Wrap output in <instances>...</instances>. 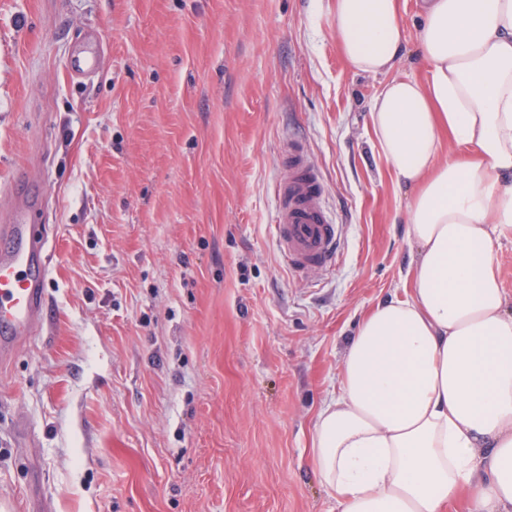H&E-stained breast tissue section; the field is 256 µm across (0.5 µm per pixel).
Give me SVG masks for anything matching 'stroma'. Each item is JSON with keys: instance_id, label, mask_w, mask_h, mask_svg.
I'll return each mask as SVG.
<instances>
[{"instance_id": "35a3bbf8", "label": "stroma", "mask_w": 512, "mask_h": 512, "mask_svg": "<svg viewBox=\"0 0 512 512\" xmlns=\"http://www.w3.org/2000/svg\"><path fill=\"white\" fill-rule=\"evenodd\" d=\"M331 0H0V225L46 239L0 363V512H339L308 458L363 314L402 294L410 189ZM82 47L101 71L69 70ZM305 144L342 224L300 275L272 225Z\"/></svg>"}]
</instances>
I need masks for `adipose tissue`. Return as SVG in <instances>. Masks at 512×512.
I'll return each instance as SVG.
<instances>
[{
	"label": "adipose tissue",
	"mask_w": 512,
	"mask_h": 512,
	"mask_svg": "<svg viewBox=\"0 0 512 512\" xmlns=\"http://www.w3.org/2000/svg\"><path fill=\"white\" fill-rule=\"evenodd\" d=\"M404 8L330 11L346 64L385 78L369 126L414 191L412 253L403 296L346 345L311 464L340 512H512V300L495 269L512 229V0H423L421 79L394 73Z\"/></svg>",
	"instance_id": "adipose-tissue-1"
}]
</instances>
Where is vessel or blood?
Segmentation results:
<instances>
[{
    "instance_id": "1",
    "label": "vessel or blood",
    "mask_w": 512,
    "mask_h": 512,
    "mask_svg": "<svg viewBox=\"0 0 512 512\" xmlns=\"http://www.w3.org/2000/svg\"><path fill=\"white\" fill-rule=\"evenodd\" d=\"M282 162L288 178L279 191L275 237L295 272L329 271L339 256V235L324 205L322 178L299 143L288 144ZM0 236L13 243L0 253V356L4 357L29 338L43 316L45 269L43 243L24 217L0 226Z\"/></svg>"
}]
</instances>
